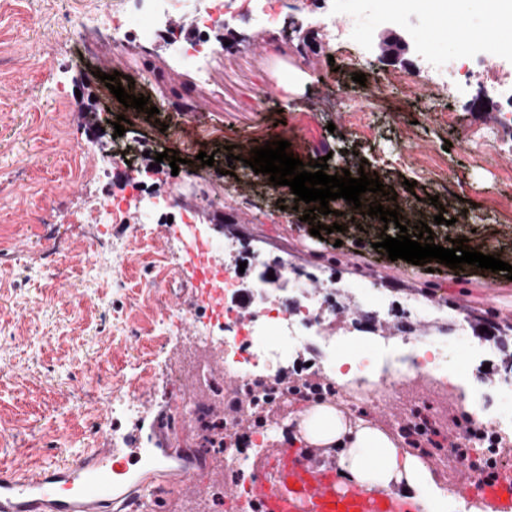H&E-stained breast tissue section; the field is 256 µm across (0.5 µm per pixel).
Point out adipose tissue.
<instances>
[{"mask_svg":"<svg viewBox=\"0 0 512 512\" xmlns=\"http://www.w3.org/2000/svg\"><path fill=\"white\" fill-rule=\"evenodd\" d=\"M308 441L336 450L338 475L369 490H393L402 486L404 498L428 506L433 496L431 472L423 460L397 448L383 431L364 424L349 428L332 409L307 413Z\"/></svg>","mask_w":512,"mask_h":512,"instance_id":"obj_1","label":"adipose tissue"}]
</instances>
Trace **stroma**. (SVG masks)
<instances>
[{
    "mask_svg": "<svg viewBox=\"0 0 512 512\" xmlns=\"http://www.w3.org/2000/svg\"><path fill=\"white\" fill-rule=\"evenodd\" d=\"M236 18L224 30L222 57L207 64L200 111H174L169 94L193 81L196 63H173L166 41L154 49L161 83L148 84L159 114L112 125L117 115L97 98L91 69L131 74L133 52L100 50L88 56L74 20L110 11L126 0H0V466H39L94 448L100 429L126 435L138 423L122 412L140 382L157 394L177 392L196 343L166 303L199 284L185 262L181 225L144 223L134 206L142 192L171 197L196 224L212 225L205 241L220 245V263H245L242 283L255 285L265 267L284 261L302 272L296 288L322 295L337 287L340 304L381 299L383 321H411L429 342L453 354L459 313L473 312L468 337L486 323L504 334L486 375L497 380L512 357V281L505 272L472 265L432 270L390 260L375 250L379 233L362 239L311 235L289 221L295 196L262 189L268 177L246 160L271 140L274 127L302 162L327 157L328 171L378 174L410 222H431L434 242L467 238L479 252L512 264V99L487 94L483 78L449 85L444 68L459 44L483 60L488 75L512 78V31L486 40L481 0H288L277 6L278 37H262L244 0H226ZM403 48L382 52L384 36ZM378 80L379 92L354 82ZM96 114L85 129L81 114ZM184 130L223 126L225 147L203 145L219 160L234 156L230 175L177 188L172 175L146 168V154L168 143L161 124ZM127 153L124 179L87 175L102 150ZM435 159L458 189L443 207L431 204L441 188L425 171ZM440 174V175H441ZM414 190H407V182ZM127 203L121 224L77 223L99 200L101 186ZM248 187L250 205L236 199ZM443 224H434L437 214ZM427 306L426 315L415 312ZM428 399L448 432L460 406L455 389L435 393L426 380L397 394L398 407Z\"/></svg>",
    "mask_w": 512,
    "mask_h": 512,
    "instance_id": "stroma-1",
    "label": "stroma"
}]
</instances>
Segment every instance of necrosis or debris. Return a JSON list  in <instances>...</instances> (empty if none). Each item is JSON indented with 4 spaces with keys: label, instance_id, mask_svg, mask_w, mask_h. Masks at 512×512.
I'll use <instances>...</instances> for the list:
<instances>
[{
    "label": "necrosis or debris",
    "instance_id": "necrosis-or-debris-1",
    "mask_svg": "<svg viewBox=\"0 0 512 512\" xmlns=\"http://www.w3.org/2000/svg\"><path fill=\"white\" fill-rule=\"evenodd\" d=\"M128 4L141 17V24L103 16L96 28L87 32L86 48L134 45L142 55L140 69L148 71L152 68L148 55L156 41L167 39L175 61L191 60L199 66L195 81L174 92L178 99H194L208 81L206 61L220 51L213 34L229 24L224 0H128ZM187 7L193 11L194 32L182 37L176 35L172 20ZM274 290L270 283L256 296L258 310L252 322L242 321L234 308L225 307L224 370L196 369L202 388L212 399L223 402V414L198 405L186 414L173 413L168 421L170 427L186 431L191 447L207 454L223 452L225 473L240 491H247L252 481L248 456L253 446L275 430L288 428L287 420L275 424L267 421V412L284 410L294 403L310 409L339 403L351 416L361 418L377 410L403 376L424 371L432 373L440 384L461 386L464 400L450 439L441 442L436 439L433 410L407 409L396 427L410 437L414 452L435 465L453 458L458 468L483 479L512 469V456L502 447L504 435L512 433V405H503L504 400L512 402V378L500 379L491 390L476 366L479 356L496 350V338L466 343L451 363L441 365L424 345L405 350L399 341L384 340L359 354L347 345L345 336L328 333L322 337L326 358L304 367L300 376L288 381L283 373L289 349L302 330L319 326L320 321L311 306L278 302ZM228 378L234 382L229 390L224 387ZM247 415L254 418L250 432L238 436L237 421Z\"/></svg>",
    "mask_w": 512,
    "mask_h": 512
}]
</instances>
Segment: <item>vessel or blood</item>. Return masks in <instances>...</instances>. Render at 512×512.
Instances as JSON below:
<instances>
[{"mask_svg": "<svg viewBox=\"0 0 512 512\" xmlns=\"http://www.w3.org/2000/svg\"><path fill=\"white\" fill-rule=\"evenodd\" d=\"M205 401L195 375H183L178 405ZM168 416L167 409L158 410L150 424L155 446L147 452H140V438L133 435L122 448L102 441L90 452L34 473L20 468L0 473V512H180L185 494L209 483L233 496L235 486L224 483L223 457H173V449L185 442L167 431ZM258 455L251 466V495L264 512H408L402 498L339 481L321 462L319 449L307 444L285 442L259 449ZM145 459L154 465L149 482L140 476ZM480 496L491 512H512V472L485 482Z\"/></svg>", "mask_w": 512, "mask_h": 512, "instance_id": "vessel-or-blood-1", "label": "vessel or blood"}]
</instances>
